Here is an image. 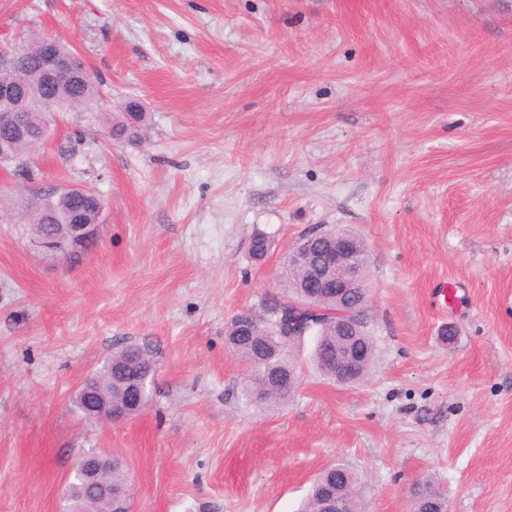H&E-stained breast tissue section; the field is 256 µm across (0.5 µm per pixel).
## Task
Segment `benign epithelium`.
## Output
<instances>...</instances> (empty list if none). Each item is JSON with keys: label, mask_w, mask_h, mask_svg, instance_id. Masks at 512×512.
<instances>
[{"label": "benign epithelium", "mask_w": 512, "mask_h": 512, "mask_svg": "<svg viewBox=\"0 0 512 512\" xmlns=\"http://www.w3.org/2000/svg\"><path fill=\"white\" fill-rule=\"evenodd\" d=\"M18 56L16 51L0 52V72L8 74L7 80L0 81V161L20 166L22 156L13 153V146L32 139L41 143L49 136L50 117L56 105L46 97V89L62 83L82 87L90 81V76L81 56L61 50L58 40L51 36L38 44L33 66H19ZM60 195L70 200L67 223H56L53 212L45 211L42 216L45 231L39 239L48 249L81 248L93 238L97 228V224L88 220V213L91 210L101 213L103 204L100 199L92 198L86 188H65ZM308 237L321 246L319 260L312 262L307 248L298 246L288 251V267L317 288L335 289L339 309L331 315L336 317V328L353 336L365 316L367 288L363 253L346 232H338L332 238L323 231H315ZM356 353V348L347 343L336 345L331 361L336 364L338 376L353 368ZM151 372L150 367L134 368L120 377L126 407L119 414L112 413V391H103L90 378L80 386L77 404L90 419L110 422L126 419L140 410ZM76 486L98 495L96 501L105 504L107 512H122L123 502L129 495L126 487L112 488V458L98 452L86 453L78 461L69 483L70 501Z\"/></svg>", "instance_id": "7a95c632"}]
</instances>
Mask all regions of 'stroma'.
<instances>
[{
  "mask_svg": "<svg viewBox=\"0 0 512 512\" xmlns=\"http://www.w3.org/2000/svg\"><path fill=\"white\" fill-rule=\"evenodd\" d=\"M37 36L101 97L53 115L31 179L0 166V512H63L93 449L131 512H298L333 465L363 512H409L426 478L448 512H512V0H0V49ZM132 99L145 137L113 143ZM67 187L104 209L64 254L31 216ZM321 226L366 245L375 365L333 384L307 336L288 402L251 403L226 326L285 298ZM130 344L148 402L86 418L80 385Z\"/></svg>",
  "mask_w": 512,
  "mask_h": 512,
  "instance_id": "35a3bbf8",
  "label": "stroma"
}]
</instances>
